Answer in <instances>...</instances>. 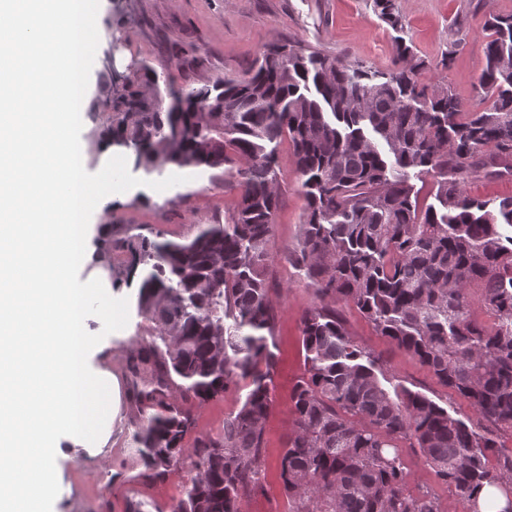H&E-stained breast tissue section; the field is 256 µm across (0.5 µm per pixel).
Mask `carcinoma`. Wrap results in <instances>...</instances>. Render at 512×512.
Instances as JSON below:
<instances>
[{
	"label": "carcinoma",
	"instance_id": "obj_1",
	"mask_svg": "<svg viewBox=\"0 0 512 512\" xmlns=\"http://www.w3.org/2000/svg\"><path fill=\"white\" fill-rule=\"evenodd\" d=\"M403 29L394 0H374ZM479 80L485 106L451 86L426 94L425 61L399 40L392 67L346 63L288 41L264 47L240 75L159 84L154 69L115 76L96 108L97 135L136 169L199 168L233 179L223 221L167 239L123 224L99 241L112 280L138 282L139 323L127 348L133 439L151 483L185 466L168 512H240L262 483L265 423L274 403L277 308L272 294L277 151L291 144L306 206L288 261L315 301L301 317L306 370L291 395L295 428L279 470L288 512H443L410 487L400 443L451 488L461 512L493 486L512 512V195L482 200L467 184L512 180V15H491ZM433 173L422 209L409 171ZM416 358L478 420L427 395L385 386L382 357L359 344L337 303ZM490 321L474 317L473 305ZM245 390L215 432L184 441L195 410Z\"/></svg>",
	"mask_w": 512,
	"mask_h": 512
}]
</instances>
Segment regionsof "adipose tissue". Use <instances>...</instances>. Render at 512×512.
<instances>
[{
    "label": "adipose tissue",
    "instance_id": "adipose-tissue-1",
    "mask_svg": "<svg viewBox=\"0 0 512 512\" xmlns=\"http://www.w3.org/2000/svg\"><path fill=\"white\" fill-rule=\"evenodd\" d=\"M99 12L83 0H0V311L41 310L25 330L0 320V512H49L47 491L65 462L104 460L120 406L112 355L85 325L83 300L101 293L104 258L87 246L82 215L128 194L111 171L88 186L60 191L61 174L94 154L121 161L117 148L61 133L88 103L84 64L94 54L86 32ZM52 154L47 167L34 147ZM96 262L82 292L70 269Z\"/></svg>",
    "mask_w": 512,
    "mask_h": 512
}]
</instances>
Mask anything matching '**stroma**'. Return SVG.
<instances>
[{
  "label": "stroma",
  "mask_w": 512,
  "mask_h": 512,
  "mask_svg": "<svg viewBox=\"0 0 512 512\" xmlns=\"http://www.w3.org/2000/svg\"><path fill=\"white\" fill-rule=\"evenodd\" d=\"M404 17L402 31L392 30L374 9L373 0H100L102 25L94 33L96 51L86 68L91 99L101 92L102 60L111 57L114 71L126 74L148 62L159 78L177 85L196 84L227 72L246 71L262 48L275 39L299 43L344 61L388 69L398 39H405L426 68L424 82L451 85L472 104H480L479 77L485 65L489 14H512V0H396ZM450 66H442L443 57ZM281 171V205L276 216L274 273L279 291L273 299L279 313L276 336L277 372L274 407L265 433V479L242 505V512H288V498L279 478L283 443L294 428L291 393L305 373L300 318L314 302V292L303 272L286 262L296 245L303 221L305 199L291 145L278 152ZM123 182L148 195L145 203L124 197L105 202L85 217L87 233L96 236L101 225L146 224L166 238L192 236L194 227L230 214L238 198L232 185L215 186L207 171L172 169L162 179L146 177L123 163L117 173ZM169 185L167 194H155L158 182ZM135 287L116 288L112 298L86 299L83 314L94 335L112 347V369L124 375L126 348L137 331ZM120 305L125 313L123 336L112 333L108 311ZM346 317L354 338L382 354L393 383L416 386L429 397L447 403L450 412L467 419L474 412L468 403L448 395L411 355L375 333L354 309ZM130 402H122L112 432V458L95 467L82 458L66 463L52 498L62 512H125L129 499L148 503L150 512H168L186 481L185 469H175L162 483L140 480L143 465L133 440ZM410 483L431 489L444 512H460L457 498L424 466L415 449L402 451Z\"/></svg>",
  "instance_id": "stroma-1"
}]
</instances>
